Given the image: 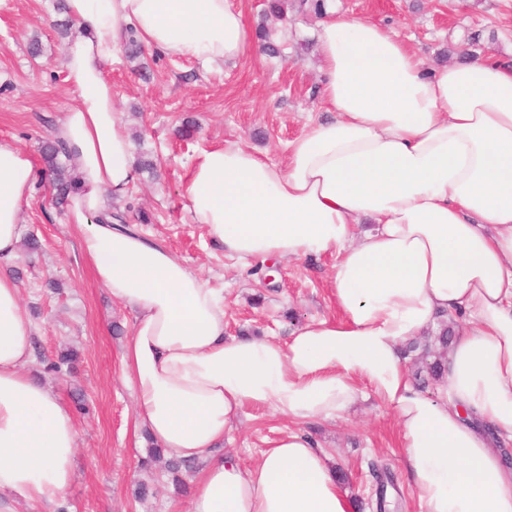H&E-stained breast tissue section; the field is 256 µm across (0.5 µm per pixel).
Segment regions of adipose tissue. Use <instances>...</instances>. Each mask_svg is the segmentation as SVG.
I'll return each instance as SVG.
<instances>
[{
  "mask_svg": "<svg viewBox=\"0 0 512 512\" xmlns=\"http://www.w3.org/2000/svg\"><path fill=\"white\" fill-rule=\"evenodd\" d=\"M66 81L78 102L57 138L79 184L67 210L97 282L136 313L122 371L134 422L165 455L199 466L190 512H354L307 433L271 441L250 467L215 450L244 409L338 419L373 391L393 411L421 512H512V64L429 67L391 28L327 9L316 30L321 102L282 162L237 144L204 151L182 191L197 223L242 265L332 255L339 319L275 336L224 334V296L164 245L101 221L136 178L106 76L128 37L206 67L258 44L234 0H65ZM37 170L0 140V260L18 252ZM462 319L433 393L403 349ZM35 327L0 274V512H54L71 486L78 426L30 371Z\"/></svg>",
  "mask_w": 512,
  "mask_h": 512,
  "instance_id": "1",
  "label": "adipose tissue"
}]
</instances>
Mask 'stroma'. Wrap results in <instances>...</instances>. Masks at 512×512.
I'll return each mask as SVG.
<instances>
[{"instance_id":"35a3bbf8","label":"stroma","mask_w":512,"mask_h":512,"mask_svg":"<svg viewBox=\"0 0 512 512\" xmlns=\"http://www.w3.org/2000/svg\"><path fill=\"white\" fill-rule=\"evenodd\" d=\"M336 8L357 18L388 25L426 65L465 56L512 61V0H334ZM56 0H0V139L17 143L34 161L54 137L59 120L76 102L62 67L64 40L55 28ZM279 23V53L259 54L222 68L174 61L145 50L136 59L119 51L107 67L116 109L134 134V155L154 156L157 176L137 174L121 197L106 196L108 210L144 209L149 223L142 234L161 242L210 287L224 294L227 335L247 331L287 338L310 320L338 317L332 284L334 258L324 256L276 261L274 269H243L210 241L194 222L182 184L196 158L212 146L239 142L270 160L283 158L285 144L301 135L309 120L323 117V74L310 32L320 19L286 4ZM42 45L31 55V40ZM194 120L189 135L178 136L183 119ZM52 174L41 170L33 197L22 213V236H36L38 252L19 250L0 273L14 277L21 299L37 328L35 345L55 356L77 349L73 372L43 374L65 404L82 390L87 411L77 414L79 431L74 482L63 499L68 512H187L195 470L174 484L163 463L142 466L149 452L144 431L133 421L134 391L121 376V352L135 312L112 300L81 257L78 237L66 209L51 199ZM60 281L53 292L47 283ZM287 419L249 408L232 443L220 453L251 466L268 442L288 430ZM328 452L342 483L359 502L360 512H377L378 484L373 469L391 472L388 512H421L407 485L392 411L375 395L347 417L303 424ZM152 494L135 498L138 483Z\"/></svg>"}]
</instances>
